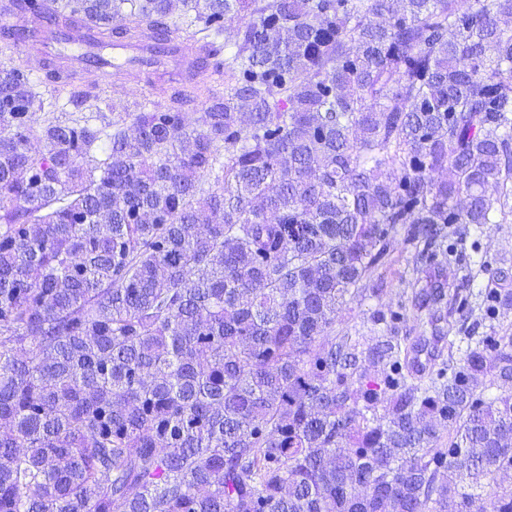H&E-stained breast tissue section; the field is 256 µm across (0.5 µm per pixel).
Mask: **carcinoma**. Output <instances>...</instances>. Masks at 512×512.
I'll return each instance as SVG.
<instances>
[{"mask_svg": "<svg viewBox=\"0 0 512 512\" xmlns=\"http://www.w3.org/2000/svg\"><path fill=\"white\" fill-rule=\"evenodd\" d=\"M37 12L249 21L224 88L188 75L134 134L37 133L0 68V512H512V336H449L512 294L447 266L448 227L512 216V0H0ZM398 235L411 295L367 345L336 311ZM424 325L461 352L425 377Z\"/></svg>", "mask_w": 512, "mask_h": 512, "instance_id": "obj_1", "label": "carcinoma"}]
</instances>
